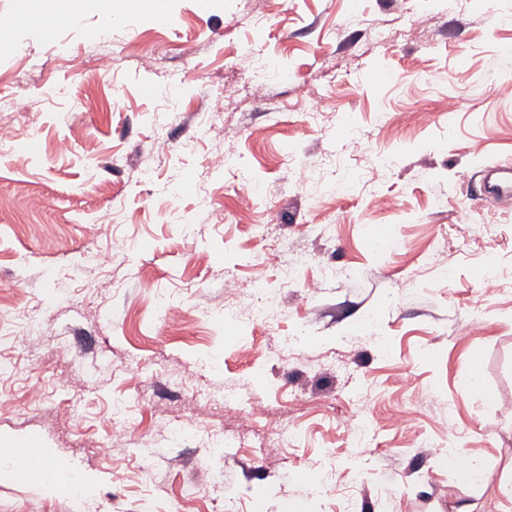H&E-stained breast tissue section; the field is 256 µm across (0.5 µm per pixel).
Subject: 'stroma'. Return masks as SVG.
I'll use <instances>...</instances> for the list:
<instances>
[{"label": "stroma", "mask_w": 512, "mask_h": 512, "mask_svg": "<svg viewBox=\"0 0 512 512\" xmlns=\"http://www.w3.org/2000/svg\"><path fill=\"white\" fill-rule=\"evenodd\" d=\"M163 3V28L126 0H75L50 30L45 0H0L13 22L0 40H25L0 56V95L16 101L0 123L18 134L0 150V302L33 310L48 330L36 346L0 340L13 363L0 379V449L27 439L42 450L27 480H0V512H512V203L491 214L474 199L482 169L512 159V105L493 93L512 80V0ZM354 6L362 18L350 26ZM417 11L429 20L414 29ZM107 13L112 59L101 68ZM259 60L271 70L261 86ZM349 70L359 81L337 86ZM435 70L445 82L430 81ZM301 81L322 104L318 125L294 96ZM215 101L222 136L165 122L173 107ZM406 112L414 125L399 122ZM63 135L76 150L59 158ZM219 151L239 155L253 182L206 175ZM389 156L388 181L372 182ZM298 159L330 193L296 182ZM247 193L255 209L237 213ZM377 193L390 210L371 208ZM464 206L468 224L457 220ZM268 208L281 218L273 235L311 258L287 285L260 226ZM382 237L395 248H378ZM437 243L447 266L429 260ZM96 244L113 247L111 265L84 262ZM327 268L336 276L308 289ZM489 271L504 277L495 295L480 289ZM233 278L280 290L274 325L214 322ZM158 304L176 306L180 322L153 318ZM466 322L473 334L459 335ZM292 336L302 351L286 363ZM184 373L192 385L173 384ZM228 389L262 409L259 422L225 409ZM116 399L131 423L114 441ZM398 412L409 416L400 430ZM189 415L197 436L169 439L166 426ZM351 415L368 446H354ZM219 425L245 445L216 459L207 433ZM264 427L285 443L271 459L256 446ZM432 442L440 454L425 453ZM459 453L481 462L478 482L447 465ZM46 469L89 480L92 505L48 489ZM319 474L329 486L316 498ZM191 476L204 497L180 500Z\"/></svg>", "instance_id": "obj_1"}]
</instances>
